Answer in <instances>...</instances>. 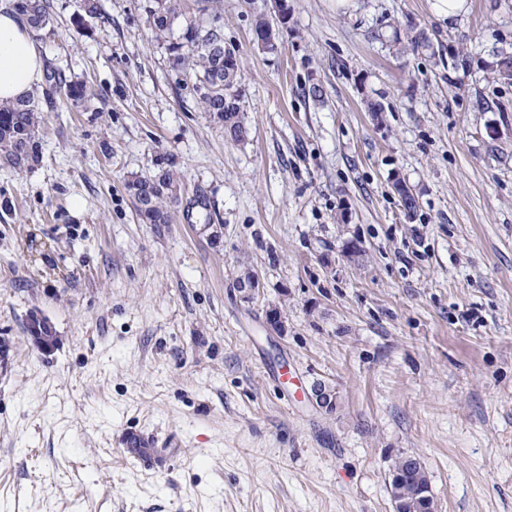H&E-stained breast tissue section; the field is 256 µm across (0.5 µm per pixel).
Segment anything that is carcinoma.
<instances>
[{
	"label": "carcinoma",
	"instance_id": "carcinoma-1",
	"mask_svg": "<svg viewBox=\"0 0 512 512\" xmlns=\"http://www.w3.org/2000/svg\"><path fill=\"white\" fill-rule=\"evenodd\" d=\"M220 0H197L198 16L185 20L179 40L168 45L173 67L194 81L204 111L222 124L230 125L233 141L244 139L241 107H229L224 97L234 89L238 60L224 58L217 49L207 47L208 28L220 17ZM14 9L37 31L51 30L52 15L48 0H14ZM79 22L86 19H104L99 0H81ZM144 11L148 22L161 37L171 31L183 16L178 0H146ZM62 91L67 98L78 103L85 98L84 86L65 83L50 77V91ZM39 103L33 99L0 106V164L22 169L38 153ZM127 189L136 203L137 216L143 224H167L169 212L165 200L175 198L180 189V177L173 170L160 166L154 174L136 177L127 182ZM393 512H434L427 471L422 462L413 457L398 458L391 474Z\"/></svg>",
	"mask_w": 512,
	"mask_h": 512
}]
</instances>
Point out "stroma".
Segmentation results:
<instances>
[{
	"label": "stroma",
	"mask_w": 512,
	"mask_h": 512,
	"mask_svg": "<svg viewBox=\"0 0 512 512\" xmlns=\"http://www.w3.org/2000/svg\"><path fill=\"white\" fill-rule=\"evenodd\" d=\"M49 2L45 69L88 94H56L38 162L0 168V512H393L405 455L438 512H512V0L449 22L433 0H221L241 142L145 0L81 25ZM160 163L182 188L142 224L125 185Z\"/></svg>",
	"instance_id": "35a3bbf8"
}]
</instances>
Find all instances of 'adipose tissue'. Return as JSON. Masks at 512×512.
I'll return each instance as SVG.
<instances>
[{
  "label": "adipose tissue",
  "instance_id": "adipose-tissue-1",
  "mask_svg": "<svg viewBox=\"0 0 512 512\" xmlns=\"http://www.w3.org/2000/svg\"><path fill=\"white\" fill-rule=\"evenodd\" d=\"M44 77V61L28 24L0 7V104L32 97Z\"/></svg>",
  "mask_w": 512,
  "mask_h": 512
}]
</instances>
